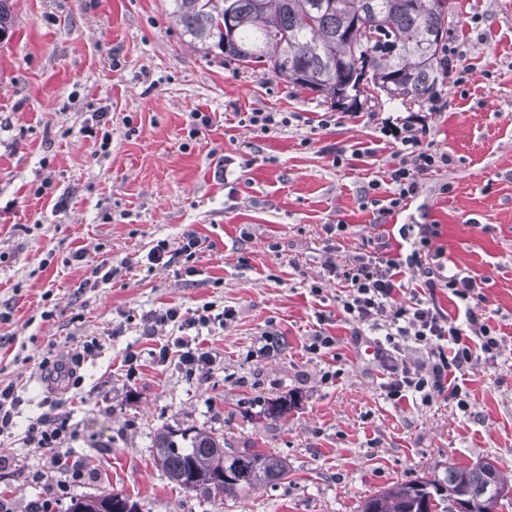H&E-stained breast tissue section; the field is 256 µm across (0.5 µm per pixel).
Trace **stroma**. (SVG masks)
<instances>
[{
	"label": "stroma",
	"mask_w": 512,
	"mask_h": 512,
	"mask_svg": "<svg viewBox=\"0 0 512 512\" xmlns=\"http://www.w3.org/2000/svg\"><path fill=\"white\" fill-rule=\"evenodd\" d=\"M448 4L450 70L467 71V83L437 84L435 106L382 94L323 129L330 104L264 67L192 47L169 0H14L13 33L0 40V304L11 307L0 322V381L19 389V425L45 410L47 353L66 356L75 341L161 306L191 312L213 302L236 313L205 337L219 361L198 380L156 365L155 341L135 325L107 340L81 370L82 399L66 407L76 431L68 445L87 479L60 489L46 451L18 435L0 441L13 462L0 471V496L17 512L44 501L65 512L106 488L140 512H358L367 495L437 467L492 459L512 473V359L474 370L470 411L396 403L371 349L335 316V287L309 292L324 225L347 224L342 248L371 250L394 224H437L449 266L485 279L486 311L512 350V0ZM96 112L111 138L105 151L81 132ZM195 112L211 128L193 140ZM242 112L297 118L257 137L240 126ZM413 113L426 116L433 148L452 163L420 176L410 208L380 226L361 207L364 186L397 150L378 125ZM188 230L213 245L198 255L196 276L144 265L156 240ZM78 248L86 260L67 263ZM105 258L118 275L82 288ZM318 310L331 313L324 329L337 343L311 354L304 345ZM265 334L281 345L255 356ZM130 349L142 360L132 381L121 367ZM278 397L295 405L274 420L263 402ZM166 426L283 455L288 478L215 508L158 465L153 442Z\"/></svg>",
	"instance_id": "obj_1"
}]
</instances>
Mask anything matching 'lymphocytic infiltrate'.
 <instances>
[{"label": "lymphocytic infiltrate", "mask_w": 512, "mask_h": 512, "mask_svg": "<svg viewBox=\"0 0 512 512\" xmlns=\"http://www.w3.org/2000/svg\"><path fill=\"white\" fill-rule=\"evenodd\" d=\"M380 131L399 144L394 162L385 172L384 180H370L361 197L362 208H375L379 215L404 210L419 192L420 174L447 167L448 153L434 150L427 138L430 127L425 117H387ZM346 227L330 224L325 232L330 237L323 272L313 281L310 291L319 296L323 286L336 283V310L351 328L354 343L372 341L374 357L388 375L384 390L388 399L398 401L408 396L419 397L430 404L438 399L455 402L458 408L468 406V391L460 377L469 375L480 363L497 360L505 351L499 329L486 317L483 306L487 298L480 281L459 270H451L442 260L443 251L436 241L441 235L436 224H402L397 228L405 249L396 254L375 256L366 250L351 252L344 261H336L338 238ZM206 247L198 233L188 230L179 241H157L147 254L149 265L170 267L184 264L186 274H194L193 263ZM419 275L416 288L406 289L407 272ZM446 292L457 309L449 314L437 302L438 292ZM235 317L230 309L214 312L212 305L187 314L177 307L151 309L141 313L139 329L151 339L163 331L171 337L154 348L157 364L176 362L188 377H195L215 361L212 353L198 337L211 325L226 326ZM423 350L422 358L411 361L404 354L409 346ZM101 349L98 338L79 341L60 360L49 355L40 366L53 370L64 379L68 390H80L84 379L79 370ZM65 399L49 400L48 412L34 418L24 431V439L33 447L46 450L53 465L69 481L85 477V468L74 460L70 449L64 448L73 429L68 418L59 411Z\"/></svg>", "instance_id": "obj_1"}]
</instances>
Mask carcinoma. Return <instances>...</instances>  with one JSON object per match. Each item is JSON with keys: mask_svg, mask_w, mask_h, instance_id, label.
<instances>
[{"mask_svg": "<svg viewBox=\"0 0 512 512\" xmlns=\"http://www.w3.org/2000/svg\"><path fill=\"white\" fill-rule=\"evenodd\" d=\"M171 15L191 42L244 67L263 65L287 83L346 110L369 90L422 104L446 78L440 51L448 0H171ZM12 0H0V35L13 28ZM157 462L182 489L220 505L288 479L277 454L235 449L203 429L157 432ZM509 481L493 462L448 465L442 473L397 481L365 497L358 512H496ZM67 512H138L115 492L76 498Z\"/></svg>", "mask_w": 512, "mask_h": 512, "instance_id": "carcinoma-1", "label": "carcinoma"}]
</instances>
